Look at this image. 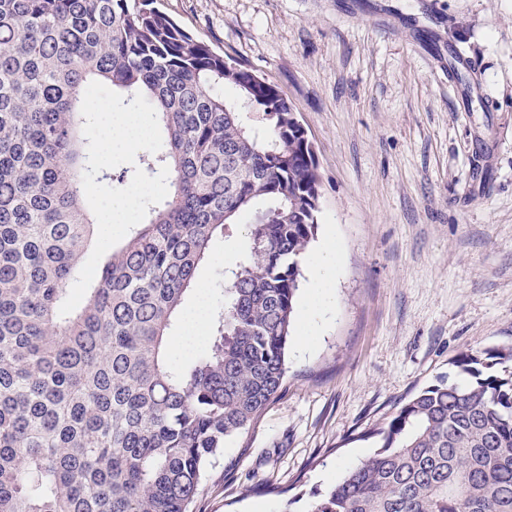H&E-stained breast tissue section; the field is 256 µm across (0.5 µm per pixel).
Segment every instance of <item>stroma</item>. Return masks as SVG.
Returning <instances> with one entry per match:
<instances>
[{
    "mask_svg": "<svg viewBox=\"0 0 512 512\" xmlns=\"http://www.w3.org/2000/svg\"><path fill=\"white\" fill-rule=\"evenodd\" d=\"M162 3L277 86L320 175L284 388L225 441L190 512H309L455 358L512 345V0ZM250 222L214 241L185 307L217 303ZM328 240L322 303L312 266Z\"/></svg>",
    "mask_w": 512,
    "mask_h": 512,
    "instance_id": "stroma-1",
    "label": "stroma"
}]
</instances>
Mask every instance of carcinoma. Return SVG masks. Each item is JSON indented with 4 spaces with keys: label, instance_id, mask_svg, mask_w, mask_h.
<instances>
[{
    "label": "carcinoma",
    "instance_id": "carcinoma-1",
    "mask_svg": "<svg viewBox=\"0 0 512 512\" xmlns=\"http://www.w3.org/2000/svg\"><path fill=\"white\" fill-rule=\"evenodd\" d=\"M93 81L155 108L164 139L143 171L168 167V194L62 316L96 226ZM319 183L276 86L156 0H0V512H188L205 466L282 389ZM246 213L210 344L180 366L184 297ZM453 366L464 383L411 396L310 512H512V347Z\"/></svg>",
    "mask_w": 512,
    "mask_h": 512
}]
</instances>
